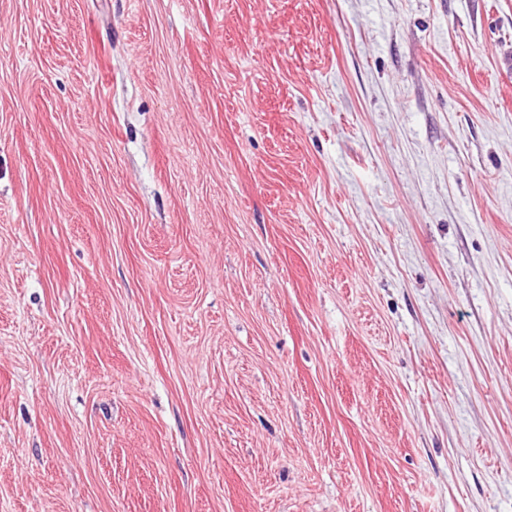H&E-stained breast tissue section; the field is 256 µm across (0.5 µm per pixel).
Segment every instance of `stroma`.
Listing matches in <instances>:
<instances>
[{"instance_id": "obj_1", "label": "stroma", "mask_w": 512, "mask_h": 512, "mask_svg": "<svg viewBox=\"0 0 512 512\" xmlns=\"http://www.w3.org/2000/svg\"><path fill=\"white\" fill-rule=\"evenodd\" d=\"M0 512H512V0H0Z\"/></svg>"}]
</instances>
